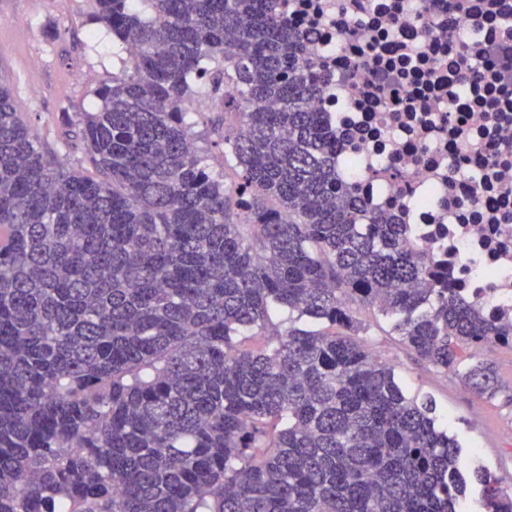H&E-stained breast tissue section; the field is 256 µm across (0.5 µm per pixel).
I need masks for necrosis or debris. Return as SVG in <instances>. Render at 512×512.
<instances>
[{
  "instance_id": "4bbe7bcc",
  "label": "necrosis or debris",
  "mask_w": 512,
  "mask_h": 512,
  "mask_svg": "<svg viewBox=\"0 0 512 512\" xmlns=\"http://www.w3.org/2000/svg\"><path fill=\"white\" fill-rule=\"evenodd\" d=\"M343 138L340 179L512 315V0H290Z\"/></svg>"
}]
</instances>
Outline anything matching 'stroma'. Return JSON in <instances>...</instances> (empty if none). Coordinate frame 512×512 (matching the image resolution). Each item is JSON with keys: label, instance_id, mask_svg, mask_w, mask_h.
Wrapping results in <instances>:
<instances>
[{"label": "stroma", "instance_id": "obj_1", "mask_svg": "<svg viewBox=\"0 0 512 512\" xmlns=\"http://www.w3.org/2000/svg\"><path fill=\"white\" fill-rule=\"evenodd\" d=\"M91 0H0V84L13 92L22 119L63 167L74 157L65 137L66 114L93 111V88L118 73L127 54L112 35L91 24ZM372 355L394 366L408 396L430 395L462 444L467 468L507 479L512 494V348L481 351L502 384L488 397L469 390L454 374L420 361L385 318L366 336Z\"/></svg>", "mask_w": 512, "mask_h": 512}]
</instances>
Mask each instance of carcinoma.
Instances as JSON below:
<instances>
[{
  "label": "carcinoma",
  "mask_w": 512,
  "mask_h": 512,
  "mask_svg": "<svg viewBox=\"0 0 512 512\" xmlns=\"http://www.w3.org/2000/svg\"><path fill=\"white\" fill-rule=\"evenodd\" d=\"M284 2L94 0L128 62L78 115L71 169L0 85V512H460L459 442L351 304L489 396L476 352L512 346V320L336 181Z\"/></svg>",
  "instance_id": "1"
}]
</instances>
